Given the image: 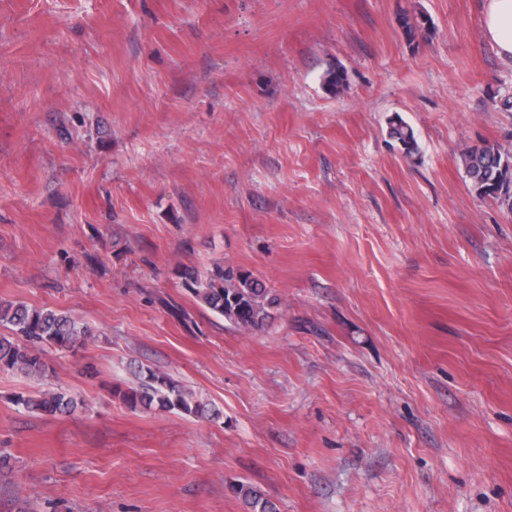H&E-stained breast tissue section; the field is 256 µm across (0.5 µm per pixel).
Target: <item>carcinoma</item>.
Masks as SVG:
<instances>
[{"instance_id":"obj_1","label":"carcinoma","mask_w":512,"mask_h":512,"mask_svg":"<svg viewBox=\"0 0 512 512\" xmlns=\"http://www.w3.org/2000/svg\"><path fill=\"white\" fill-rule=\"evenodd\" d=\"M424 14L402 17V29L410 41L424 34ZM325 89L337 94L346 81L345 70L331 67L322 77ZM389 136L405 153L418 149L413 128L400 116L389 122ZM466 175L482 196L506 203L512 212V153L496 144L485 142L468 148L462 154ZM192 295L214 315L233 326L249 331L263 330L273 318L277 298L265 285L242 270L221 266L206 276L195 271L181 272ZM0 323L11 326L12 335L0 336V370H18L29 377H43L48 371L44 347L73 348L92 335L90 327L71 316L49 308H34L23 302H0ZM123 400L132 408L156 406L161 410H177L196 417L212 418L217 410L195 399L177 381L166 374L148 369L141 373L138 388L123 393ZM19 403L27 409L55 414L75 413L81 402L63 393L43 391L22 397ZM237 493L249 512H277L276 504L258 489L241 485Z\"/></svg>"}]
</instances>
